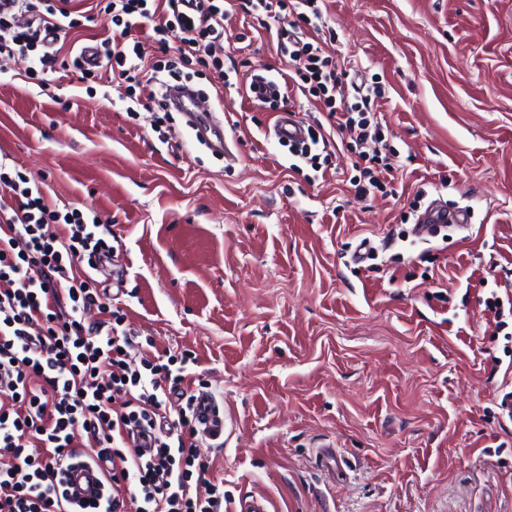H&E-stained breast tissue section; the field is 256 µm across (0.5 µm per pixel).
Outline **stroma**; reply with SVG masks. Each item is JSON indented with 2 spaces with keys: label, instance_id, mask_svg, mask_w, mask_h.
Wrapping results in <instances>:
<instances>
[{
  "label": "stroma",
  "instance_id": "obj_1",
  "mask_svg": "<svg viewBox=\"0 0 512 512\" xmlns=\"http://www.w3.org/2000/svg\"><path fill=\"white\" fill-rule=\"evenodd\" d=\"M321 46L378 82L372 109L395 154L357 197L358 159L316 98L323 175L292 170L274 113L244 94L287 69L275 35L228 10L224 61L182 67L222 92L237 160L152 126L149 87L76 69L0 74V153L49 202L94 210L116 238L113 307L157 354L195 352L194 391L224 407L202 438L226 512H512V324L486 315L512 284V0H324ZM137 115H129V105ZM466 228L418 239L432 200ZM373 258L355 262L360 243Z\"/></svg>",
  "mask_w": 512,
  "mask_h": 512
}]
</instances>
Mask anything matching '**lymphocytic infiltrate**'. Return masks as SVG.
Returning a JSON list of instances; mask_svg holds the SVG:
<instances>
[{
  "label": "lymphocytic infiltrate",
  "instance_id": "1",
  "mask_svg": "<svg viewBox=\"0 0 512 512\" xmlns=\"http://www.w3.org/2000/svg\"><path fill=\"white\" fill-rule=\"evenodd\" d=\"M182 0H104L100 12L114 30L94 51L113 78L142 83L148 28L157 44L179 32L184 63L215 69L224 41V0H199L184 14ZM276 30L288 59L284 90L265 99L283 109L295 92L319 98L360 159L351 184L365 197L379 188L373 167L384 148L371 103L377 83L354 84L353 103L337 109L349 74L337 70L318 42L319 0H245ZM75 0H0V73L30 60L54 69L49 45L77 27ZM0 512H70L66 479L77 461L104 468L110 482L92 512H224V493L190 481L205 465L195 448V400L189 366L196 358L154 355L119 330L112 299L95 275L111 263L112 232L99 216L50 208L40 185L0 162ZM98 320L87 321L90 311ZM92 446L76 450V432Z\"/></svg>",
  "mask_w": 512,
  "mask_h": 512
}]
</instances>
